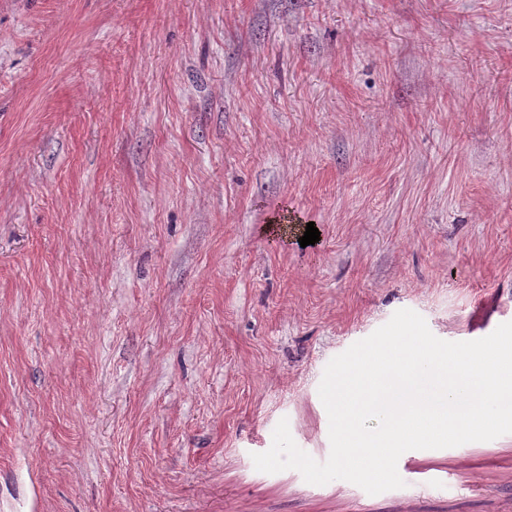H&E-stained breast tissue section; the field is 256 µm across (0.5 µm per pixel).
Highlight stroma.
I'll return each instance as SVG.
<instances>
[{"label":"stroma","instance_id":"35a3bbf8","mask_svg":"<svg viewBox=\"0 0 512 512\" xmlns=\"http://www.w3.org/2000/svg\"><path fill=\"white\" fill-rule=\"evenodd\" d=\"M405 308L512 322V0H0V512H512V436L259 477Z\"/></svg>","mask_w":512,"mask_h":512}]
</instances>
